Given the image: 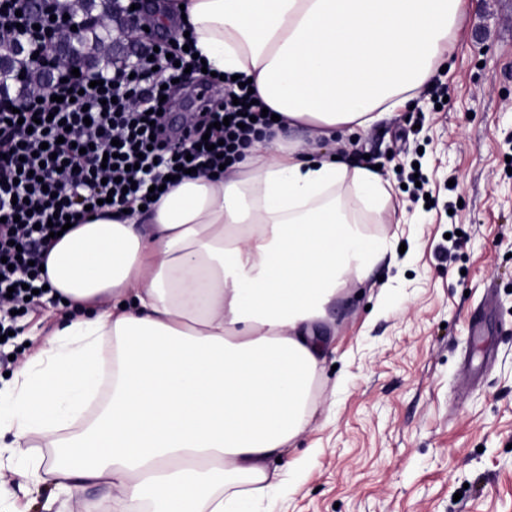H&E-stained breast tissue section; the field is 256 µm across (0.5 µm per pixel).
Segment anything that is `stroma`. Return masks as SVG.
<instances>
[{"mask_svg":"<svg viewBox=\"0 0 512 512\" xmlns=\"http://www.w3.org/2000/svg\"><path fill=\"white\" fill-rule=\"evenodd\" d=\"M413 107L335 151L379 166L401 224L331 314L320 405L270 472L289 488L251 512H512V0H470L463 32ZM429 201L404 185L412 169ZM459 233L453 260L440 248ZM63 309L39 301L1 348L0 376L49 345ZM0 512H100L112 495L21 484Z\"/></svg>","mask_w":512,"mask_h":512,"instance_id":"obj_1","label":"stroma"}]
</instances>
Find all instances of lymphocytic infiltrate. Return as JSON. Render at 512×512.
I'll list each match as a JSON object with an SVG mask.
<instances>
[{"label": "lymphocytic infiltrate", "instance_id": "f902f5d3", "mask_svg": "<svg viewBox=\"0 0 512 512\" xmlns=\"http://www.w3.org/2000/svg\"><path fill=\"white\" fill-rule=\"evenodd\" d=\"M187 43L181 35L162 39L138 49L134 60L82 71L57 83V98L47 103L0 99V293L12 292L17 308L27 307L28 289L44 286L47 237L66 217L102 212L105 198L115 208L147 205L151 186L183 178L182 164L211 171L231 165L271 127L262 104L242 105L248 87L231 80L223 104L203 103L198 120L174 130L162 88L202 71ZM16 113L21 123L13 122ZM88 123L100 132L92 143L79 135ZM204 140L209 149L201 148ZM66 165L74 169L70 181L56 182L57 168ZM129 179L136 186L127 191ZM20 260L32 265L24 280L12 269Z\"/></svg>", "mask_w": 512, "mask_h": 512}]
</instances>
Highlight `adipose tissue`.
Instances as JSON below:
<instances>
[{
	"mask_svg": "<svg viewBox=\"0 0 512 512\" xmlns=\"http://www.w3.org/2000/svg\"><path fill=\"white\" fill-rule=\"evenodd\" d=\"M469 0H173L207 68L283 119L216 176L109 210L46 259L68 305L5 390L0 450L26 482L112 489L113 512H244L317 410L321 323L388 251L393 187L332 159L416 99ZM56 448L44 464L33 438Z\"/></svg>",
	"mask_w": 512,
	"mask_h": 512,
	"instance_id": "ef3b65f1",
	"label": "adipose tissue"
}]
</instances>
